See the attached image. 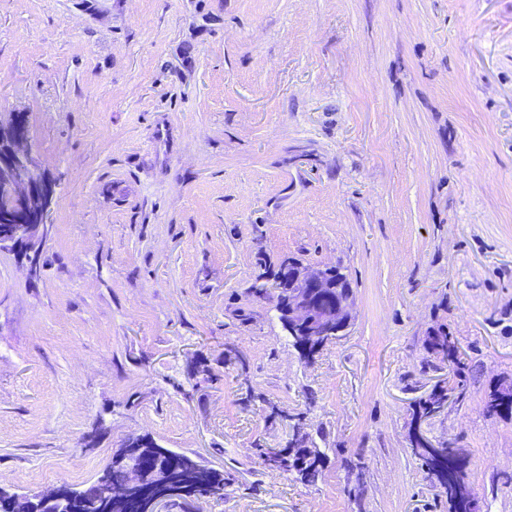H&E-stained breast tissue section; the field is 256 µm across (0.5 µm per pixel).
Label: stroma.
Returning a JSON list of instances; mask_svg holds the SVG:
<instances>
[{
	"mask_svg": "<svg viewBox=\"0 0 512 512\" xmlns=\"http://www.w3.org/2000/svg\"><path fill=\"white\" fill-rule=\"evenodd\" d=\"M57 184L29 278L0 252V485L93 482L129 437L223 470L190 512H512V0H0V116ZM340 265L343 336L305 363L254 285ZM464 396L415 423L448 367ZM299 423L305 485L255 447ZM367 470L364 501L348 461ZM435 334L436 336L429 334L427 338L428 346H437L438 348H435L437 356L440 357L442 362L448 363L453 373L459 377L460 380L457 383V388L459 389L458 397H463L464 384L461 378L463 377L464 365L459 357L458 346L443 327L440 326L435 329ZM486 411L498 414L512 409V388L499 384L488 396L485 404ZM413 450L421 458L428 477L439 484L444 483L454 487V490L448 494L450 512L471 511L472 493L464 480L465 458L459 453L448 458V454L443 452L441 458L436 460L428 457L423 449L415 444H413Z\"/></svg>",
	"mask_w": 512,
	"mask_h": 512,
	"instance_id": "35a3bbf8",
	"label": "stroma"
}]
</instances>
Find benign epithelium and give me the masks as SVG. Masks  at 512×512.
<instances>
[{
	"label": "benign epithelium",
	"mask_w": 512,
	"mask_h": 512,
	"mask_svg": "<svg viewBox=\"0 0 512 512\" xmlns=\"http://www.w3.org/2000/svg\"><path fill=\"white\" fill-rule=\"evenodd\" d=\"M28 134L12 123L9 135L0 129V246L23 255L20 259L28 273H33L36 254L32 248L34 229L52 227V202L56 182L40 171L31 156L21 149ZM322 267L305 271L304 279L289 283L288 329L312 340H330L349 327L346 319L350 302L324 305L317 298L322 287ZM154 455L145 451L133 454L125 481L112 486L110 495L129 506L143 505L145 512H159L169 503L173 490L165 483L146 484V475L155 471ZM84 496L80 488L63 483L47 493L20 496L0 489V512H82Z\"/></svg>",
	"instance_id": "7a95c632"
}]
</instances>
